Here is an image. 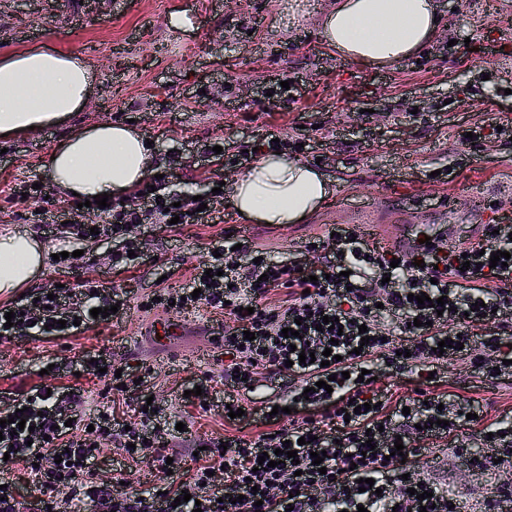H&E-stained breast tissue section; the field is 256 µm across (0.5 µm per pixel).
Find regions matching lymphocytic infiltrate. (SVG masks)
<instances>
[{
    "label": "lymphocytic infiltrate",
    "instance_id": "lymphocytic-infiltrate-1",
    "mask_svg": "<svg viewBox=\"0 0 512 512\" xmlns=\"http://www.w3.org/2000/svg\"><path fill=\"white\" fill-rule=\"evenodd\" d=\"M155 192L141 187L124 200L84 211L70 206L58 215L59 234L89 236L91 229L116 234L125 249H135L129 235L134 226L169 223L179 217L184 224L205 223L211 216L216 194L203 202L168 190L165 180H155ZM95 224H88L87 215ZM330 255L313 267V280H305L296 266H282L271 258L253 265L249 285L239 283L233 269L225 267L218 253L194 267L178 292L157 290L146 300L150 308L176 315L200 307L223 309L232 314L217 344L226 358L224 401L243 409L246 418H260L277 435L260 433L256 439L239 436L212 438L194 457L192 466L179 475L178 486L168 493L149 488L125 492L123 485L104 487L93 481L94 463L109 448L121 450L128 461L148 462L159 474H167V458H178L169 445L170 427L161 423V411L139 396L135 375L117 371L112 355L99 351L92 370L102 373L105 389L137 394L136 418L130 427L116 425L112 408L99 401L89 403L81 391L37 384L26 396L0 400V456L27 469L35 495L22 503L8 476L0 477V512H61V503L76 512H467L464 492H448L422 470L429 451L405 443L395 455L396 436L420 432L423 438L447 441L466 422L457 407L442 404L440 397L406 400L393 398L389 389L377 386L372 371L399 376L416 373L427 377L457 359L481 367L487 377L512 375V349H500L493 327L497 313L512 308V225H499L482 243L448 247L443 236L413 250H389L373 245L352 232L327 237ZM510 252L506 266L491 267L490 256ZM215 277H207V270ZM284 288L286 299L267 301L272 291ZM427 294L430 302L418 305L409 294ZM445 298L448 309L437 312L432 300ZM119 293H107L96 279L85 278L72 292L40 291L38 297L0 305V340L14 337L66 338L95 326L90 311L121 303ZM13 319H6V312ZM338 319V329L323 327L324 317ZM298 336L284 337L287 328ZM369 343H362V335ZM460 347H451V340ZM448 341L437 352L440 341ZM332 350L335 359L327 367L300 362V352L322 354ZM495 352L500 366L483 362L485 352ZM369 377H362V370ZM284 377V412L270 414L245 401L257 374ZM329 381V389L319 381ZM22 415L24 430L10 420ZM329 430H322L321 421ZM297 445L296 458L259 469L258 458L274 453L284 442ZM374 449H367V442ZM324 453L322 466L312 463V453ZM223 470V484H215L213 471ZM374 479L373 488L359 491V479ZM427 491V499L411 495V488ZM190 501H181L182 493Z\"/></svg>",
    "mask_w": 512,
    "mask_h": 512
}]
</instances>
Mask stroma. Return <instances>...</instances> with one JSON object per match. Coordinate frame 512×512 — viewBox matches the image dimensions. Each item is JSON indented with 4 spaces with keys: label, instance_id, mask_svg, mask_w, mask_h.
I'll use <instances>...</instances> for the list:
<instances>
[{
    "label": "stroma",
    "instance_id": "1",
    "mask_svg": "<svg viewBox=\"0 0 512 512\" xmlns=\"http://www.w3.org/2000/svg\"><path fill=\"white\" fill-rule=\"evenodd\" d=\"M285 3L121 0L113 15L102 0H0V56L73 53L95 76L94 96L65 122L0 138V230L32 232L44 247L45 268L27 293L77 286L82 271L54 259L70 248L127 300L117 318L77 336L0 341V394L40 383L101 393L103 382L82 359L104 349L116 363L151 369L149 395L193 437L255 438L261 424L230 422L223 407L184 397L215 371L213 334L231 316L201 308L163 344L153 336L158 313L139 309L145 295L178 287L225 235L288 265L316 261L318 238L359 221L377 225L379 245L393 249L412 224L469 244L512 214V0H437L442 24L425 51L381 67L341 59L325 45L334 0H302L293 21ZM105 121L134 123L152 140L155 173L181 194L232 183L247 167L240 151H266L273 137L288 155L318 164L332 194L297 224H257L227 204L212 224H142L133 230L141 259L116 265L117 241L59 238L54 228L28 224L35 199L9 194L29 180L51 205L73 204L49 181V157L70 135ZM218 141L224 160L214 165L206 151ZM436 391L472 404L481 425L512 421L510 376L486 378L461 362ZM476 427L455 431L462 454L434 448L427 472L465 490L471 512H492L512 486V462L473 470L471 460L487 453Z\"/></svg>",
    "mask_w": 512,
    "mask_h": 512
}]
</instances>
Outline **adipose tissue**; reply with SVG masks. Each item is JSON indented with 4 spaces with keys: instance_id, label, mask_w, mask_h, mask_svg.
<instances>
[{
    "instance_id": "ef3b65f1",
    "label": "adipose tissue",
    "mask_w": 512,
    "mask_h": 512,
    "mask_svg": "<svg viewBox=\"0 0 512 512\" xmlns=\"http://www.w3.org/2000/svg\"><path fill=\"white\" fill-rule=\"evenodd\" d=\"M440 25L435 0H336L323 39L344 60L384 65L419 52ZM93 91L87 67L73 54L26 52L0 58V135L64 121ZM153 166L146 138L122 124L101 123L69 136L49 161V177L79 198L120 194L143 182ZM330 193L310 164L269 152L235 176L230 203L259 224H295ZM44 264L32 236L0 234V294L25 287Z\"/></svg>"
}]
</instances>
